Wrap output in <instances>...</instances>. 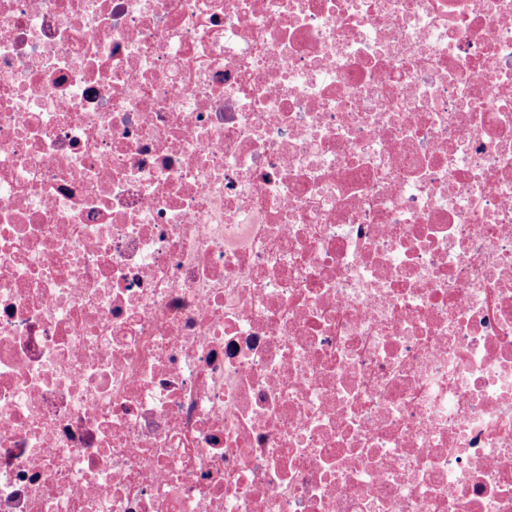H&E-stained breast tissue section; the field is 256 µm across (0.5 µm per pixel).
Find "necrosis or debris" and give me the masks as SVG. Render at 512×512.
I'll list each match as a JSON object with an SVG mask.
<instances>
[{
    "label": "necrosis or debris",
    "mask_w": 512,
    "mask_h": 512,
    "mask_svg": "<svg viewBox=\"0 0 512 512\" xmlns=\"http://www.w3.org/2000/svg\"><path fill=\"white\" fill-rule=\"evenodd\" d=\"M0 512H512V0H0Z\"/></svg>",
    "instance_id": "4bbe7bcc"
}]
</instances>
